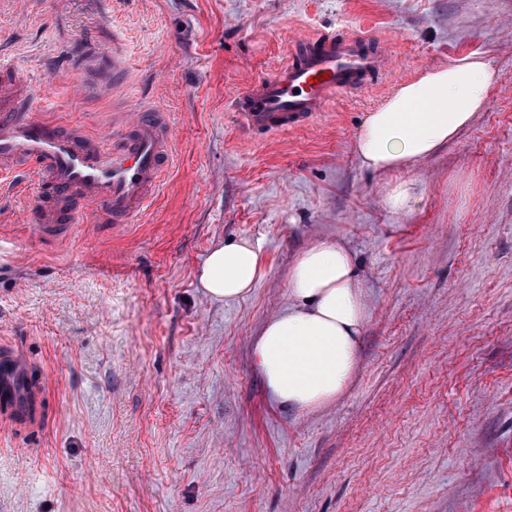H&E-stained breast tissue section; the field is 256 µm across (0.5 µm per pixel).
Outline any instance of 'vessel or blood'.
Here are the masks:
<instances>
[{"mask_svg":"<svg viewBox=\"0 0 512 512\" xmlns=\"http://www.w3.org/2000/svg\"><path fill=\"white\" fill-rule=\"evenodd\" d=\"M277 70L252 81L233 97L240 124L252 129L293 130L312 121L337 95L368 85L384 66L361 37L308 36ZM172 154L157 117L137 118L122 143L79 140L67 128L32 118L25 98L0 114V175L14 176L24 163L41 174L39 223H74L91 200L119 224L128 223L154 197ZM22 362L0 357V401L17 403L12 378Z\"/></svg>","mask_w":512,"mask_h":512,"instance_id":"1","label":"vessel or blood"}]
</instances>
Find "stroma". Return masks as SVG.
Listing matches in <instances>:
<instances>
[{
	"label": "stroma",
	"mask_w": 512,
	"mask_h": 512,
	"mask_svg": "<svg viewBox=\"0 0 512 512\" xmlns=\"http://www.w3.org/2000/svg\"><path fill=\"white\" fill-rule=\"evenodd\" d=\"M343 31L385 53L381 83L298 129L240 126L235 92ZM472 51L496 82L471 125L362 167L367 114ZM1 61L35 117L85 135L162 115L176 162L118 229L87 203L43 232L33 177L0 193V349L25 368L23 408L0 404V512H512V0H8ZM400 182L415 202L394 212ZM320 237L351 252L367 323L348 392L301 415L250 348ZM241 238L266 275L207 298L209 251Z\"/></svg>",
	"instance_id": "obj_1"
}]
</instances>
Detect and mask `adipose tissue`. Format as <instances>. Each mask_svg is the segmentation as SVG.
<instances>
[{
  "label": "adipose tissue",
  "instance_id": "adipose-tissue-1",
  "mask_svg": "<svg viewBox=\"0 0 512 512\" xmlns=\"http://www.w3.org/2000/svg\"><path fill=\"white\" fill-rule=\"evenodd\" d=\"M495 81L477 52L424 69L367 115L356 138L361 165L389 171L434 155L484 109ZM265 269L261 245L242 238L209 253L199 283L209 298L231 302L250 293ZM289 288L291 304L265 321L252 360L276 405L315 412L336 402L357 370L366 308L350 252L327 239L297 253Z\"/></svg>",
  "mask_w": 512,
  "mask_h": 512
}]
</instances>
